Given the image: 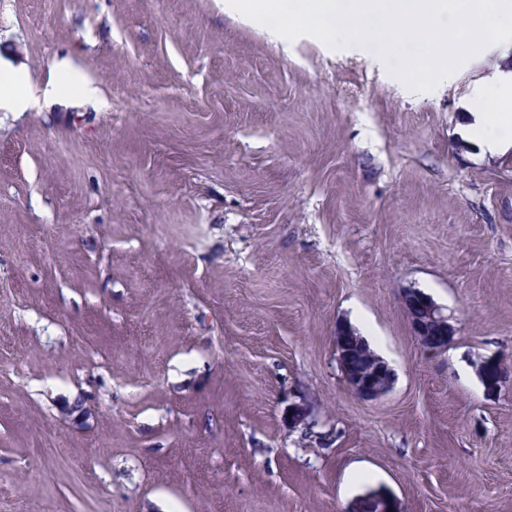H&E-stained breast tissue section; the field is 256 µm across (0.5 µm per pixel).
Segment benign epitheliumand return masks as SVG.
<instances>
[{
	"label": "benign epithelium",
	"mask_w": 512,
	"mask_h": 512,
	"mask_svg": "<svg viewBox=\"0 0 512 512\" xmlns=\"http://www.w3.org/2000/svg\"><path fill=\"white\" fill-rule=\"evenodd\" d=\"M402 302L408 315L413 335L422 349L437 354L448 347L454 329L448 315L428 295L417 288H407ZM336 361L340 372L352 393L361 400L374 401L388 393L394 383V374L388 364L370 348L367 341L350 325H336ZM479 377L487 393L498 392L512 371L497 358L483 360L478 368ZM288 427L309 430L313 419L309 405L303 399L288 404ZM377 512H399L395 497L378 491L372 496Z\"/></svg>",
	"instance_id": "1"
}]
</instances>
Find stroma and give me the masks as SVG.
Masks as SVG:
<instances>
[{"label": "stroma", "instance_id": "obj_1", "mask_svg": "<svg viewBox=\"0 0 512 512\" xmlns=\"http://www.w3.org/2000/svg\"><path fill=\"white\" fill-rule=\"evenodd\" d=\"M62 60L99 102L0 112V512H512V382L476 373L512 368V150L469 133L512 49L413 93L221 0H0V61ZM342 321L394 373L378 400ZM402 302L412 333L422 349L431 354L444 351L454 336V329L443 309L418 288L405 289ZM336 361L352 393L361 400L374 401L388 393L394 383V374L388 364L370 348L367 341L350 325L336 326ZM351 349L365 359L366 371L353 370L349 364ZM478 373L484 383L485 390L490 395L497 393L510 378L509 368L503 361L494 357L483 360L479 365ZM286 418L288 420V427L291 429H302L307 432L314 425L309 405L301 398L298 402L291 401L288 404Z\"/></svg>", "mask_w": 512, "mask_h": 512}]
</instances>
